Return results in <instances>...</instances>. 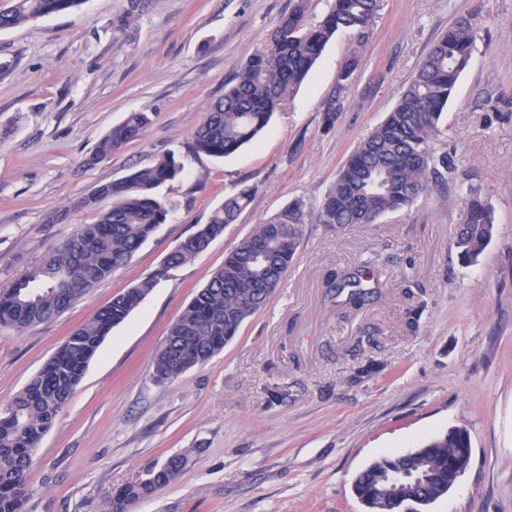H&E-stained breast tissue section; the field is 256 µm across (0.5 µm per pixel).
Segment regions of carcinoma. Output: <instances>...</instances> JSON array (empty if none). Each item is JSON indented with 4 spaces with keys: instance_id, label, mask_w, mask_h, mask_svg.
Listing matches in <instances>:
<instances>
[{
    "instance_id": "carcinoma-1",
    "label": "carcinoma",
    "mask_w": 512,
    "mask_h": 512,
    "mask_svg": "<svg viewBox=\"0 0 512 512\" xmlns=\"http://www.w3.org/2000/svg\"><path fill=\"white\" fill-rule=\"evenodd\" d=\"M85 0H0V30L79 9ZM381 0H333L317 25L307 27V0H295L257 50L229 81L224 96L209 106L187 153L224 158L251 142L301 84L314 62L340 32L361 36L373 27ZM475 43L471 22L448 28L421 61L391 112L363 139L337 172L319 205L322 224H373L411 205L424 192L447 182L453 160L437 155L430 142L441 133L444 109L469 64ZM148 112H129L99 140L100 162L142 136ZM184 171L181 157L168 151L152 164L98 186L79 204L97 211L79 224L58 254L0 290V327L22 330L60 315L112 271L126 265L169 219L175 204L159 188ZM253 189L243 185L224 197L205 224L172 251L161 267L112 298L78 327L5 410H0V512H23L34 450L80 383L88 362L113 327L122 323L167 273L208 249L249 205ZM304 211L293 203L265 222L224 258L208 283L168 330L153 362V378L177 379L224 349L241 325L258 312L284 279L300 244ZM494 230V212L469 191L456 246L465 260L484 252ZM338 295L356 306L377 284L366 265L332 280ZM471 445L464 427L450 429L418 448L382 457L364 470L354 492L369 512H424L448 494L450 462ZM181 456L151 464L116 492L112 512L131 507L174 482Z\"/></svg>"
}]
</instances>
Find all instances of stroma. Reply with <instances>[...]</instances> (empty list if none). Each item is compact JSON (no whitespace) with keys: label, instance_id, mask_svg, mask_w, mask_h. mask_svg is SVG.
Returning a JSON list of instances; mask_svg holds the SVG:
<instances>
[{"label":"stroma","instance_id":"obj_1","mask_svg":"<svg viewBox=\"0 0 512 512\" xmlns=\"http://www.w3.org/2000/svg\"><path fill=\"white\" fill-rule=\"evenodd\" d=\"M128 6L85 0L0 31V289L95 220L78 204L99 185L185 152L293 0H143L116 26ZM463 17L474 50L430 143L454 157L447 187L376 224L318 223L340 166ZM133 111L153 115L144 135L90 163L101 136ZM241 185L254 193L236 223L161 279L89 362L40 441L24 512H112L118 489L177 453L181 475L132 512H364L359 472L454 427L468 430L472 461L429 512H512V0H382L366 37L336 35L255 142L187 160L163 188L176 211L126 266L60 316L0 329V408ZM470 188L495 217L472 262L455 245ZM295 202L306 224L268 303L208 362L155 383L171 324L257 224ZM60 210L69 221L49 223ZM364 262L378 276L375 294L341 303L328 275Z\"/></svg>","mask_w":512,"mask_h":512}]
</instances>
